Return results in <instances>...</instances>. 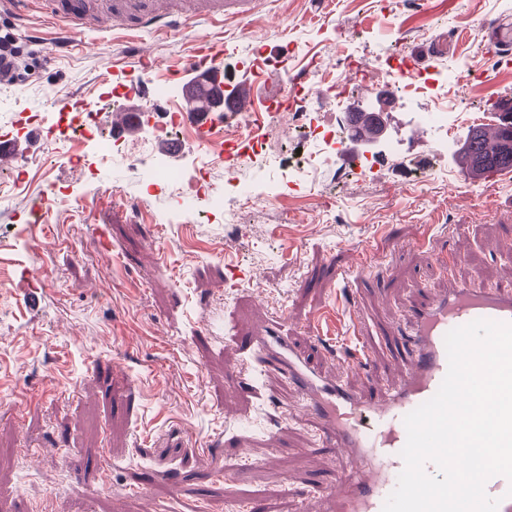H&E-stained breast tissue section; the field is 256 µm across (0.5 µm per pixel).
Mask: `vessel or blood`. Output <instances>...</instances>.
<instances>
[{
    "label": "vessel or blood",
    "mask_w": 512,
    "mask_h": 512,
    "mask_svg": "<svg viewBox=\"0 0 512 512\" xmlns=\"http://www.w3.org/2000/svg\"><path fill=\"white\" fill-rule=\"evenodd\" d=\"M12 12L27 15L45 5L60 27L65 45L80 44L86 31L109 29L118 24L142 33L157 28H182L193 21L210 24L223 21L225 13L245 15L255 0H8ZM209 44L197 48L199 58L189 65L193 76L191 95L185 96L182 110L192 125L206 128L222 119L248 112L258 96L247 80L237 83L234 97L217 102L224 85V68L209 59ZM377 106L368 111L355 107L350 112L352 133L360 138L373 135L392 123L396 99L385 83L369 87ZM155 95L127 99L105 112L112 135L134 136L146 111H159ZM408 331L401 340L408 367L402 380L384 394L364 398L335 381L319 379L288 347L279 344L267 330H258L248 339L254 350L274 351L283 373L296 384L302 405L319 421L316 443L344 454L349 469L325 496V512H383L388 496L397 486L404 468L401 451L407 432L404 418L430 400L448 370L444 338L457 327L484 319L512 323V287H487L476 281L450 280L448 288L427 303L411 306L407 312ZM489 497L499 499L498 512H512V482L503 476L491 477L485 485Z\"/></svg>",
    "instance_id": "vessel-or-blood-1"
}]
</instances>
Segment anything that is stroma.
Wrapping results in <instances>:
<instances>
[{"mask_svg": "<svg viewBox=\"0 0 512 512\" xmlns=\"http://www.w3.org/2000/svg\"><path fill=\"white\" fill-rule=\"evenodd\" d=\"M407 2L382 14L378 0H258L218 27L143 34L151 68L123 30L88 33L79 51L59 47L43 15L1 12L0 32L43 50L26 82H0V123L39 112L47 128L56 103L101 98L105 83H164L202 40L223 48L235 79L255 38L274 61L296 45L288 70L303 74L335 57L344 32L372 80L388 79L381 59L400 37L406 54L427 53L419 72L469 70L473 85L448 91L460 118L498 121L512 66L494 27L512 23V0H428L421 12ZM85 149L33 150L19 190L0 198V512H319L344 464L312 446L298 391L245 339L276 326L316 371L372 396L401 377L394 331L409 304L452 276L512 285V170L470 175L432 132L369 168L325 169L279 204L227 200L234 224L197 222L193 203L172 218L171 197L142 198L146 175L132 166L101 171L113 191L99 193L69 160ZM52 183L72 195L47 214ZM448 249L462 257L451 275L430 260ZM355 269L350 289L337 287V272ZM351 290L372 346L364 374L342 362L356 344ZM232 363L259 372L265 399L227 376Z\"/></svg>", "mask_w": 512, "mask_h": 512, "instance_id": "obj_1", "label": "stroma"}]
</instances>
